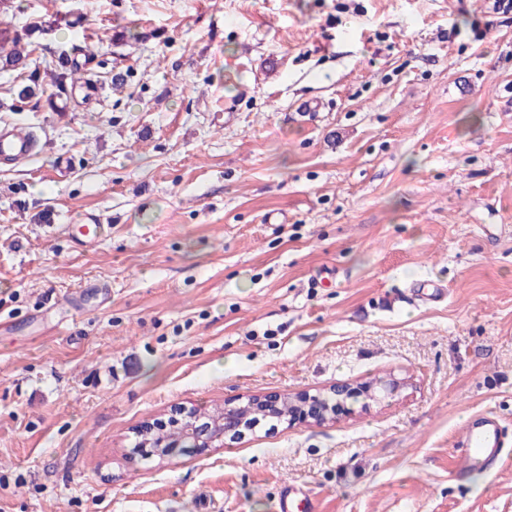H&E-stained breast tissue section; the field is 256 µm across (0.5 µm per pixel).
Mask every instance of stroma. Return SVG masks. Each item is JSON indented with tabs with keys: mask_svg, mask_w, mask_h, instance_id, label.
<instances>
[{
	"mask_svg": "<svg viewBox=\"0 0 512 512\" xmlns=\"http://www.w3.org/2000/svg\"><path fill=\"white\" fill-rule=\"evenodd\" d=\"M36 25L38 64L96 45L99 88L54 112L0 70V126L40 140L0 165V512H277L289 486L319 512H512V464L453 461L479 412L512 449V11L0 0V30ZM389 376L332 425L126 453L182 405Z\"/></svg>",
	"mask_w": 512,
	"mask_h": 512,
	"instance_id": "stroma-1",
	"label": "stroma"
}]
</instances>
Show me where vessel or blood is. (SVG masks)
<instances>
[{"label":"vessel or blood","instance_id":"obj_1","mask_svg":"<svg viewBox=\"0 0 512 512\" xmlns=\"http://www.w3.org/2000/svg\"><path fill=\"white\" fill-rule=\"evenodd\" d=\"M37 149L34 134L22 127H0V163L9 164L32 157ZM463 440L455 453L458 459L457 475L490 469L505 464L512 454L504 449L501 424L493 413L471 418L463 432ZM278 512H316L315 498L300 489L284 491Z\"/></svg>","mask_w":512,"mask_h":512}]
</instances>
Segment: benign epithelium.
Instances as JSON below:
<instances>
[{"label":"benign epithelium","mask_w":512,"mask_h":512,"mask_svg":"<svg viewBox=\"0 0 512 512\" xmlns=\"http://www.w3.org/2000/svg\"><path fill=\"white\" fill-rule=\"evenodd\" d=\"M404 388V382L395 377L376 382L336 383L329 387L325 394H312L308 391L299 392H267L241 396L232 402L224 403V421L222 427L189 414V408L181 406L175 409L179 418L169 422L160 419L147 422L149 432L162 435L166 430L182 425L188 431L196 450L215 447V441L233 444L243 440L246 434L257 427V423L249 421V416L257 408L265 409L288 406V423L302 422L307 425L324 426L334 423L339 416L349 414L352 409L346 405L347 400L361 398L363 406L398 394Z\"/></svg>","instance_id":"7a95c632"}]
</instances>
